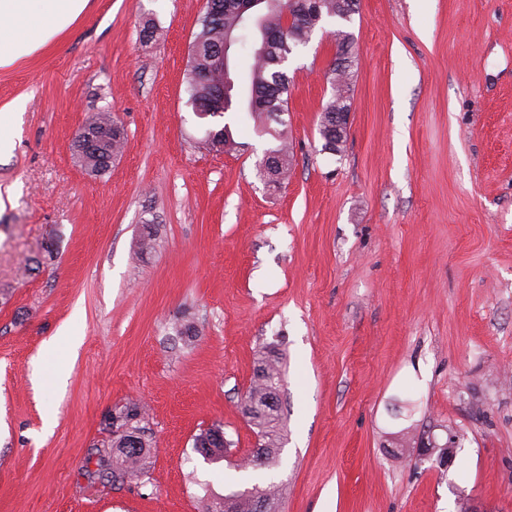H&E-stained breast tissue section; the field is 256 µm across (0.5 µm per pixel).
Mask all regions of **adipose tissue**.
<instances>
[{"mask_svg":"<svg viewBox=\"0 0 512 512\" xmlns=\"http://www.w3.org/2000/svg\"><path fill=\"white\" fill-rule=\"evenodd\" d=\"M86 6L87 0H0V67L51 42Z\"/></svg>","mask_w":512,"mask_h":512,"instance_id":"obj_1","label":"adipose tissue"}]
</instances>
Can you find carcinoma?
<instances>
[{"instance_id": "1", "label": "carcinoma", "mask_w": 512, "mask_h": 512, "mask_svg": "<svg viewBox=\"0 0 512 512\" xmlns=\"http://www.w3.org/2000/svg\"><path fill=\"white\" fill-rule=\"evenodd\" d=\"M239 8L240 0H206L205 13L200 19L201 31L193 45L188 72L189 104L195 114L212 118L243 109L252 118L255 130L278 140L279 145L266 150L258 162L265 183L276 186L288 178L292 166L284 132L270 127L273 122L284 124L282 115L287 111L291 83L285 62L296 47L311 40L323 19L350 20L357 9V0H265L256 21L260 38L256 49L251 51L247 72L249 103L246 105L230 91L224 92L222 100L218 96V84L223 80L218 68V54L224 39L229 35L239 38L246 31ZM333 36L337 45V64L331 69L332 95L321 112L319 123L323 147L332 154L342 151L347 138V126L336 128V113L351 110L349 81L354 42L352 33L343 29L334 31ZM87 134L97 145L94 152L84 157V167L95 176L104 175L110 170L106 157H116L123 151L124 128L111 113H97L75 132L73 150L80 148L81 140ZM205 144L215 152H231L239 146L227 125L209 131ZM155 244L154 225H142L136 254L142 257L151 253ZM281 382L280 357L272 350L262 353L254 382L243 398L247 408L245 415L258 429V446L250 460L255 469L271 467L277 462L282 443L278 399ZM116 418L120 425L127 427L128 433L136 435L138 446L127 445L118 436L112 439L111 449H100L98 454L101 465L108 468V477L122 481L142 473L151 439L140 426L143 414L138 403H126L111 415L109 421ZM194 448L212 459H220L224 454V442L207 431L196 437ZM278 494V486L269 484L236 490L224 496L209 495L205 512H257L256 501L261 498L269 503L267 512H276Z\"/></svg>"}]
</instances>
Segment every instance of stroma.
Listing matches in <instances>:
<instances>
[{
  "label": "stroma",
  "instance_id": "stroma-1",
  "mask_svg": "<svg viewBox=\"0 0 512 512\" xmlns=\"http://www.w3.org/2000/svg\"><path fill=\"white\" fill-rule=\"evenodd\" d=\"M205 0H88L0 67V512H203L275 483L279 512H512V0H358L286 63L287 182L247 114L198 118L188 64ZM354 36L347 140L324 150L336 29ZM109 173L77 163L96 112ZM229 125L243 149L209 150ZM157 247L134 250L143 224ZM197 333L186 336L184 324ZM283 362L279 463L241 465L257 354ZM416 401L411 416L399 400ZM135 401L141 476L97 475ZM219 427L223 459L195 438ZM453 432L452 463L422 438ZM91 135L97 142L94 152L84 157L85 169L95 176L106 174L111 167L106 164V157L121 155L126 135L122 124L114 119L109 112H100L89 117L78 128L73 138V150L78 153L81 140Z\"/></svg>",
  "mask_w": 512,
  "mask_h": 512
}]
</instances>
